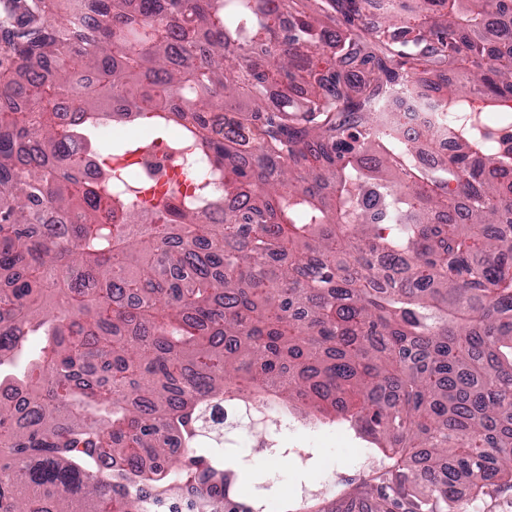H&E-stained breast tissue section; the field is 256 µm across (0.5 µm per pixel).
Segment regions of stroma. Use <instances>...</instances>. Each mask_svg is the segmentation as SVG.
<instances>
[{
  "label": "stroma",
  "instance_id": "35a3bbf8",
  "mask_svg": "<svg viewBox=\"0 0 512 512\" xmlns=\"http://www.w3.org/2000/svg\"><path fill=\"white\" fill-rule=\"evenodd\" d=\"M259 431L280 432L286 455L246 464L237 487L268 502L271 512H375L392 500L390 459L345 420L317 422L292 411L273 413ZM312 457L299 462L303 451ZM461 512H512V486L490 487L473 498L468 485L456 491Z\"/></svg>",
  "mask_w": 512,
  "mask_h": 512
}]
</instances>
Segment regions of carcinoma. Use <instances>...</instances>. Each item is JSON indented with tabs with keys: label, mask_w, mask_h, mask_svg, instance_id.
Returning a JSON list of instances; mask_svg holds the SVG:
<instances>
[{
	"label": "carcinoma",
	"mask_w": 512,
	"mask_h": 512,
	"mask_svg": "<svg viewBox=\"0 0 512 512\" xmlns=\"http://www.w3.org/2000/svg\"><path fill=\"white\" fill-rule=\"evenodd\" d=\"M16 2L0 16V369L26 365L0 373V512H141L132 486L239 512L240 473L195 451V426L206 402L251 395L350 415L396 456L411 512L512 483V134L485 123L512 113V0H388L378 27L369 0H93L94 27L77 0ZM417 77L462 117L429 162L385 110ZM63 98L84 123L59 121ZM227 114L250 150L213 136ZM117 116L182 129L239 209H132L107 164L84 181L82 149H143L99 142Z\"/></svg>",
	"instance_id": "carcinoma-1"
}]
</instances>
